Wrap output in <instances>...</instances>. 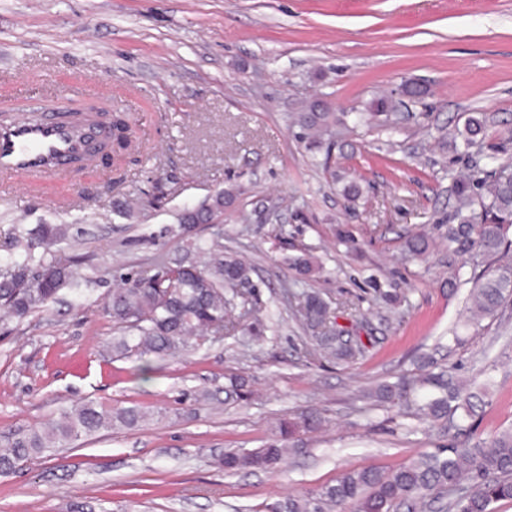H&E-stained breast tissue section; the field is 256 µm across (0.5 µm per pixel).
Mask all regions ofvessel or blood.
<instances>
[{"instance_id": "b4317fda", "label": "vessel or blood", "mask_w": 512, "mask_h": 512, "mask_svg": "<svg viewBox=\"0 0 512 512\" xmlns=\"http://www.w3.org/2000/svg\"><path fill=\"white\" fill-rule=\"evenodd\" d=\"M72 98L56 93L44 98L40 121L17 119L0 125V182L22 178L63 177L68 161L83 153L86 143L97 137L98 128L73 126L61 119Z\"/></svg>"}]
</instances>
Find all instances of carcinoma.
Wrapping results in <instances>:
<instances>
[{
    "label": "carcinoma",
    "mask_w": 512,
    "mask_h": 512,
    "mask_svg": "<svg viewBox=\"0 0 512 512\" xmlns=\"http://www.w3.org/2000/svg\"><path fill=\"white\" fill-rule=\"evenodd\" d=\"M392 99L380 95L370 103L373 120L387 114ZM336 114L323 101H312L297 113L295 124L302 131L306 148H323V134L336 123ZM466 146H482L486 138L485 120L470 116L458 131ZM457 223L448 225L443 242L448 255H468L490 262L470 290L468 322L476 325L495 318L503 306L512 302V165L479 168L456 184ZM233 201L225 191L207 200V206L185 211L180 228L208 223L224 213ZM68 229L42 225L28 238L15 240L21 253L0 256V309L3 317L21 321L30 314L57 302L66 290L78 291L84 280L86 257L74 255L61 261L55 250L67 240ZM406 252L420 257L430 247L429 236L414 233L406 239ZM195 249L208 254L199 264L187 257L147 271L119 275L120 286L112 290L105 309L112 319V353L119 357L154 354L160 357L181 353L192 343L243 329L260 335L261 306L254 305L249 322L235 316L240 292L237 286L249 280L250 266L224 255L222 247L197 244ZM293 313L313 333V346L320 355L340 360L352 359L360 348L353 346L340 328L329 305L317 293L298 297ZM488 387L470 390V383L447 369L428 370L406 376L398 382L379 385L373 395L382 401L403 400L417 415L432 422L475 420L482 409ZM251 396L248 381L239 375L224 387V401H246ZM148 419L141 407L105 409L83 403L61 415L58 423L32 428L3 439L0 474L15 471L23 462L82 436L120 427L134 430ZM322 418L315 412L299 422L280 423V438L248 452L227 450L217 463L227 473L242 469L271 468L282 462L293 449L288 439L298 428L315 430ZM473 425L461 430L464 440H451L390 472L352 469L335 482L306 492L289 495L268 507V512H415L429 501L444 498L446 512H496V504L512 501V428L486 438L472 436Z\"/></svg>",
    "instance_id": "cac0c4a2"
}]
</instances>
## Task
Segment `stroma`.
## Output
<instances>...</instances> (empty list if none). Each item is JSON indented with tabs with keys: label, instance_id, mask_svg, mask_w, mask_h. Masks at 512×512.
Instances as JSON below:
<instances>
[{
	"label": "stroma",
	"instance_id": "1",
	"mask_svg": "<svg viewBox=\"0 0 512 512\" xmlns=\"http://www.w3.org/2000/svg\"><path fill=\"white\" fill-rule=\"evenodd\" d=\"M422 83L426 96L404 87ZM106 84L140 154L112 184V163L31 179L0 200V255L41 224H65L60 255L87 259L81 296L0 323V435L45 427L93 401L138 405V430L114 429L0 475V512H260L350 469L398 468L447 444L411 408L364 398L417 372L423 356L491 381L478 434L512 427V305L466 322L469 256L449 258L443 227L456 178L489 167L453 139L482 113L488 139L512 126V0H0V110L50 89ZM390 122L357 116L380 94ZM340 118L308 151L293 117L309 100ZM362 191L349 203L331 171ZM234 190L220 223L182 234L178 215ZM348 229L354 245L338 242ZM426 231L425 259L404 251ZM246 258L240 291L269 313L262 338H211L174 357H113L102 310L113 270H159L189 242ZM309 252V279L290 263ZM460 288L449 289L450 274ZM398 304L380 294L388 284ZM315 292L363 353L315 354L287 303ZM461 344L449 345L451 335ZM253 394L225 402L230 375ZM318 412L297 455L268 470L224 473L216 456L275 439L281 420Z\"/></svg>",
	"mask_w": 512,
	"mask_h": 512
}]
</instances>
